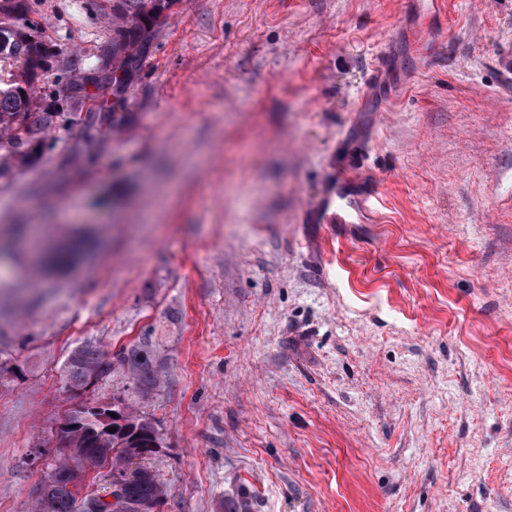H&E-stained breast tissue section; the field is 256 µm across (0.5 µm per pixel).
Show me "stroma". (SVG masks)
I'll use <instances>...</instances> for the list:
<instances>
[{
    "label": "stroma",
    "instance_id": "obj_1",
    "mask_svg": "<svg viewBox=\"0 0 512 512\" xmlns=\"http://www.w3.org/2000/svg\"><path fill=\"white\" fill-rule=\"evenodd\" d=\"M5 2L49 127L0 143V236L37 238L0 274V512L67 456L85 345L153 355L87 397L158 428L161 512H512V0H172L120 87L132 0ZM352 171L374 222L309 223ZM118 366L127 368L134 387L141 394L148 393L157 383V370L151 352L146 347H133L110 356L99 348L88 345L74 351L66 363L69 391L77 396L90 390Z\"/></svg>",
    "mask_w": 512,
    "mask_h": 512
}]
</instances>
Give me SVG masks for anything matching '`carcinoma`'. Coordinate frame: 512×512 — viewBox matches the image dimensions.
<instances>
[{
	"mask_svg": "<svg viewBox=\"0 0 512 512\" xmlns=\"http://www.w3.org/2000/svg\"><path fill=\"white\" fill-rule=\"evenodd\" d=\"M171 0H138L130 26L116 30L115 52H128L137 46L146 26L153 22L154 16L168 8ZM10 55H26V64L22 65L20 79L0 90V124L16 126V133L9 138L10 147L18 149L35 139L40 129L16 125L26 118L32 109L31 83L40 69L42 54L29 56V45L13 42L7 48ZM126 368L131 374L134 387L141 394L149 392L157 383V370L149 349L133 347L110 356L99 348L88 345L74 351L66 363V380L69 391L79 396L95 386L111 373L115 366ZM116 417L112 418L115 432L103 430L104 423L97 419L82 423L83 405L78 404L67 412L75 421L65 430L73 452V460L80 470L108 467L114 471L124 469L132 458L149 456L160 445L161 437L156 435L154 423L144 417H137L127 411L126 400L118 399L112 406ZM69 463H60L52 471L55 479L52 484L38 485L36 488L37 512H138L147 503L159 501L164 497L162 485L155 474L144 468L139 476L128 484H123L110 492L117 500V506L110 509L99 508V497H87L77 501L75 486L66 477Z\"/></svg>",
	"mask_w": 512,
	"mask_h": 512,
	"instance_id": "1",
	"label": "carcinoma"
}]
</instances>
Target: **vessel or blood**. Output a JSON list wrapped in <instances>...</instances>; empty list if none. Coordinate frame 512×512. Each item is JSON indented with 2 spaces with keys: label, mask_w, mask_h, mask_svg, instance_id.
<instances>
[{
  "label": "vessel or blood",
  "mask_w": 512,
  "mask_h": 512,
  "mask_svg": "<svg viewBox=\"0 0 512 512\" xmlns=\"http://www.w3.org/2000/svg\"><path fill=\"white\" fill-rule=\"evenodd\" d=\"M379 194L360 178L338 175L329 180L324 191L309 206L316 224H354L378 213Z\"/></svg>",
  "instance_id": "1"
}]
</instances>
